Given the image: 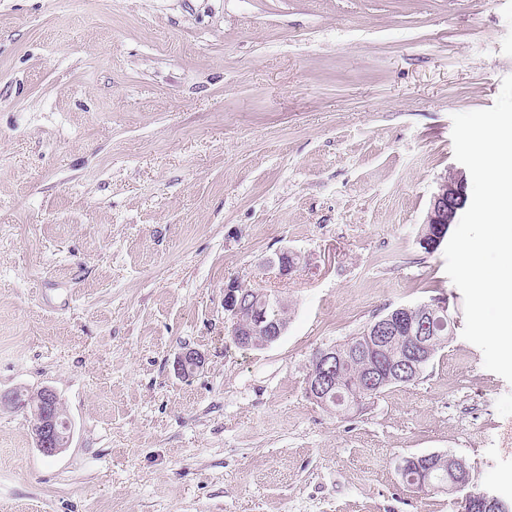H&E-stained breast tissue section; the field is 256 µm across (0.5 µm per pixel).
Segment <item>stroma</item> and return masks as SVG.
Masks as SVG:
<instances>
[{
    "mask_svg": "<svg viewBox=\"0 0 512 512\" xmlns=\"http://www.w3.org/2000/svg\"><path fill=\"white\" fill-rule=\"evenodd\" d=\"M510 75L512 0H0V391L73 427L48 459L0 412V512H456L402 481L428 453L512 504V384L417 241L453 114ZM232 279L281 292L277 341L233 343ZM435 297L418 382L307 398L317 348ZM302 261L303 259L299 253L285 249L277 253L274 258H271L269 263L273 267L278 268V273L281 277H290L300 269Z\"/></svg>",
    "mask_w": 512,
    "mask_h": 512,
    "instance_id": "stroma-1",
    "label": "stroma"
}]
</instances>
